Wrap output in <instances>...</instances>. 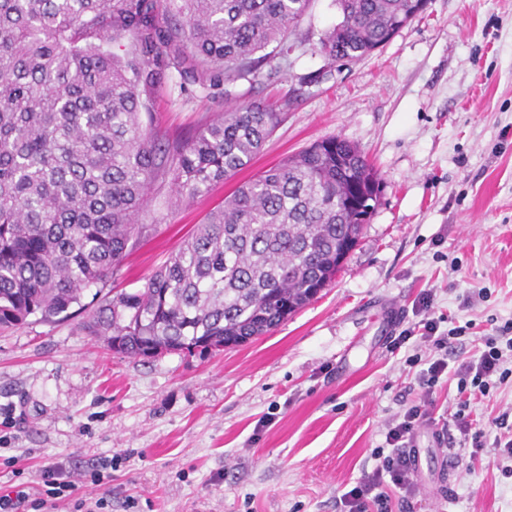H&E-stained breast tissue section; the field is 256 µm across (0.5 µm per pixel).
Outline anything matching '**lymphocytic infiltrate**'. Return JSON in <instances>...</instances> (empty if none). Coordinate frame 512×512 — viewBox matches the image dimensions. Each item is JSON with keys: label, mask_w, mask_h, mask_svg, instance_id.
Segmentation results:
<instances>
[{"label": "lymphocytic infiltrate", "mask_w": 512, "mask_h": 512, "mask_svg": "<svg viewBox=\"0 0 512 512\" xmlns=\"http://www.w3.org/2000/svg\"><path fill=\"white\" fill-rule=\"evenodd\" d=\"M432 303V293H425L419 308L422 318L416 328L402 330L391 341L392 350L397 351L415 337L432 350V357L418 372L420 393L400 415L385 424L387 450L377 453L376 465L362 471L343 493L341 500L345 512H404L419 492L414 479L417 456L410 451L409 443L420 426L433 422L435 390L448 373L447 350L453 340L465 332L461 326L440 332L439 318L430 314ZM456 374V409L450 413L448 425L453 426L462 442L471 445L475 452L491 447L497 454L512 459V413L505 411L493 419L496 434L492 437L483 430L474 429L471 418L472 401L488 396L495 381L512 376V321L498 327L495 335L486 337L483 348L463 362ZM42 485L43 496L35 500L22 489L12 495H0V512H27L31 507L38 512L46 502L63 499L75 489L71 475L59 466L45 470Z\"/></svg>", "instance_id": "lymphocytic-infiltrate-1"}]
</instances>
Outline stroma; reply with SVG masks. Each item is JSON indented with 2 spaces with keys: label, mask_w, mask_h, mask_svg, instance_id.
Masks as SVG:
<instances>
[{
  "label": "stroma",
  "mask_w": 512,
  "mask_h": 512,
  "mask_svg": "<svg viewBox=\"0 0 512 512\" xmlns=\"http://www.w3.org/2000/svg\"><path fill=\"white\" fill-rule=\"evenodd\" d=\"M311 0L300 48L278 76L211 99L179 75L152 92L144 123L165 139L237 104L282 121L251 168L178 205L156 182L114 288L151 274L226 195L313 142L356 144L382 180L378 205L335 280L272 334L220 352L134 358L109 351L86 315L0 327V494L42 489L45 469L102 472L79 497L105 512H342L340 498L385 423L419 392L421 294L466 326L458 366L512 319V0H428L371 55L328 66L315 50L338 22ZM487 297H479V290ZM435 424L417 430L413 512H512V476Z\"/></svg>",
  "instance_id": "35a3bbf8"
}]
</instances>
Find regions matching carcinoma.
<instances>
[{
    "mask_svg": "<svg viewBox=\"0 0 512 512\" xmlns=\"http://www.w3.org/2000/svg\"><path fill=\"white\" fill-rule=\"evenodd\" d=\"M335 2L340 21L318 43L334 62L370 55L419 0ZM308 4L0 0V325L86 312L89 332L128 356L205 353L267 335L317 297L381 192L340 136L240 185L140 286L103 292L146 233L138 217L156 180L193 201L247 168L281 121L240 104L163 143L143 124L142 93L173 68L209 97L264 64L280 72L272 61L293 50Z\"/></svg>",
    "mask_w": 512,
    "mask_h": 512,
    "instance_id": "1",
    "label": "carcinoma"
}]
</instances>
